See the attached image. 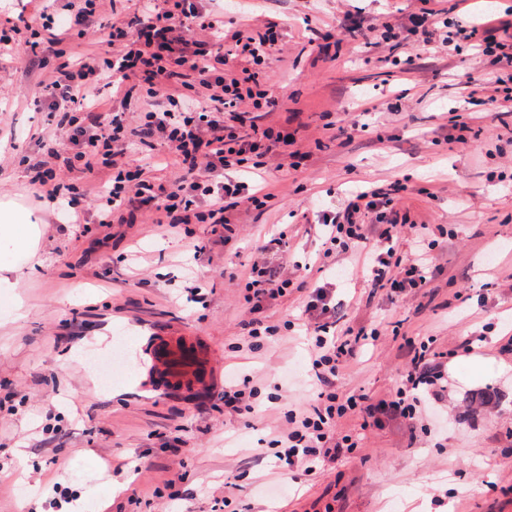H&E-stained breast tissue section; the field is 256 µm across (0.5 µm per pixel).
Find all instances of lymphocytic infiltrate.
Listing matches in <instances>:
<instances>
[{"label": "lymphocytic infiltrate", "instance_id": "1", "mask_svg": "<svg viewBox=\"0 0 512 512\" xmlns=\"http://www.w3.org/2000/svg\"><path fill=\"white\" fill-rule=\"evenodd\" d=\"M139 2L132 18L112 24L100 36L105 49L93 55L74 53L69 46L85 37L94 17L112 0H79L62 26L55 21L53 0H45L36 16L21 15L0 25V48L57 60L34 100L47 105L66 139L41 141L40 154L27 161L30 180L73 224L85 221L86 191L72 178L78 172L99 180L95 223L134 224L149 215L163 236L180 235L189 224H206L212 236L223 237L240 210H261L273 200L271 158H287L292 168L305 158L296 133L261 123L277 104L260 71L279 44L278 26L228 37L223 17L204 0ZM421 3L409 17L419 43L436 41L452 53L468 48L469 60L491 69V95H484L475 78L465 77L460 82L464 104L448 111V140L462 144L479 107L512 113V18L495 27L462 14L457 0L443 8L432 0ZM107 89L126 100L142 94L149 107L133 119L122 110L102 111L101 94ZM169 163L177 169L174 180L155 178V170ZM414 191L407 180L395 178L346 193L337 210L322 215L324 257L352 254L355 268L368 271L375 289L407 295L425 288L443 270L434 262L431 226L413 223L400 206ZM372 223L378 232L375 246L368 242ZM405 227L418 246L408 259L397 252L398 234ZM287 245L284 228L256 245L243 285L252 317L242 335L257 344L276 339L278 328L265 323V309L288 290L303 293L306 340L319 388L313 403L285 412V424L272 439V456L279 475H312L326 461L359 446V438L337 436L342 419L355 415L367 426L382 417L413 421L445 371L423 340L411 347L406 374L391 400L338 393L341 371L380 332L363 326L337 330L330 290L269 261L270 250Z\"/></svg>", "mask_w": 512, "mask_h": 512}]
</instances>
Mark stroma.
Segmentation results:
<instances>
[{
    "label": "stroma",
    "instance_id": "1",
    "mask_svg": "<svg viewBox=\"0 0 512 512\" xmlns=\"http://www.w3.org/2000/svg\"><path fill=\"white\" fill-rule=\"evenodd\" d=\"M420 0H264L243 13L225 0L224 28L282 26L285 54H273L265 73L272 95L287 94L273 124L295 130L308 160L276 173L275 198L261 211H241L228 243L196 224L190 239L158 235L151 224L93 226L80 233L38 198L23 154L38 151L49 132L47 112L31 96L48 70L22 58L0 60V203L17 204L40 237L34 253L14 238L0 239V260L15 265L18 284L0 290V512L51 508L53 483L76 490L79 512H209L216 497L235 512H307L313 502L335 512H512V128L490 119L474 123L465 145L448 143L446 113L458 91L449 76L460 58L420 51L406 74L388 59L407 56L376 41L382 23H406ZM355 17L359 40L343 42L336 61L308 42V25L334 28ZM405 98H396L398 90ZM379 108L369 131L337 136L334 126L360 101ZM404 177L415 185L403 199L413 221L441 227L435 261L444 273L426 297L370 290L363 273H348L350 255L336 271L314 276L336 298L339 327H378L336 383L343 393L389 398L407 368V344L433 337L449 353L448 388L431 400L421 421L363 427L341 420L338 435L361 436L351 455L310 476L286 480L274 500L266 447L287 410L314 398L305 344L286 325L300 315L294 292L266 313L281 338L238 350L251 317L240 284L258 238L288 227L289 266L322 257L318 224L345 193L377 180ZM206 242L194 255L189 240ZM131 251L138 263L126 262ZM202 288L201 303L183 287ZM187 332L206 351L217 381L195 389L146 388L129 357L153 333ZM485 336L469 356L456 350L467 334ZM123 337L112 379H101L83 355L105 335ZM260 389L259 413L224 410L219 395L230 378ZM139 460L140 474L128 461ZM181 480L184 501L167 502L166 485ZM497 492H489L488 484Z\"/></svg>",
    "mask_w": 512,
    "mask_h": 512
}]
</instances>
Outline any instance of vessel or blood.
Instances as JSON below:
<instances>
[{
    "mask_svg": "<svg viewBox=\"0 0 512 512\" xmlns=\"http://www.w3.org/2000/svg\"><path fill=\"white\" fill-rule=\"evenodd\" d=\"M154 345L148 352L137 353V361L146 370V385L161 381L174 384L181 379L190 383H202V376L196 375V363L203 348L195 337L182 334L173 336L166 332L157 333Z\"/></svg>",
    "mask_w": 512,
    "mask_h": 512,
    "instance_id": "1",
    "label": "vessel or blood"
}]
</instances>
